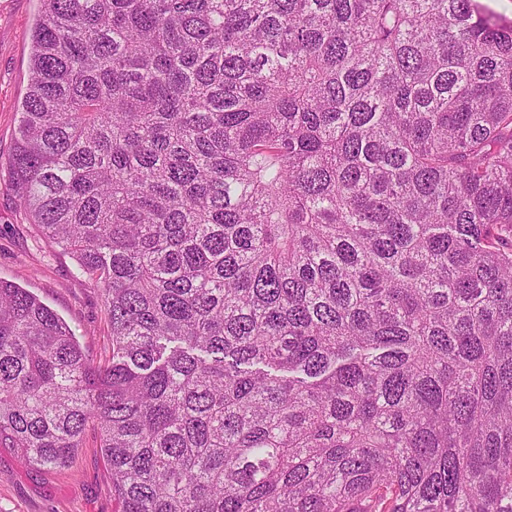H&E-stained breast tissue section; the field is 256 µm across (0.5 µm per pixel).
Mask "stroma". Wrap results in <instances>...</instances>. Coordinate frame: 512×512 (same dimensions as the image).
Instances as JSON below:
<instances>
[{"mask_svg": "<svg viewBox=\"0 0 512 512\" xmlns=\"http://www.w3.org/2000/svg\"><path fill=\"white\" fill-rule=\"evenodd\" d=\"M40 0H0V156L11 152L26 91L29 30ZM0 280L32 292L71 327L101 362L112 355L101 293L76 273L74 261L27 224L14 197L0 186ZM112 483L99 440L87 432L69 467L32 468L0 448V512H115Z\"/></svg>", "mask_w": 512, "mask_h": 512, "instance_id": "35a3bbf8", "label": "stroma"}]
</instances>
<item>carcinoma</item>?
Instances as JSON below:
<instances>
[{"label":"carcinoma","instance_id":"1","mask_svg":"<svg viewBox=\"0 0 512 512\" xmlns=\"http://www.w3.org/2000/svg\"><path fill=\"white\" fill-rule=\"evenodd\" d=\"M8 159L101 290L0 280V448L120 512H512V20L479 0H41Z\"/></svg>","mask_w":512,"mask_h":512}]
</instances>
